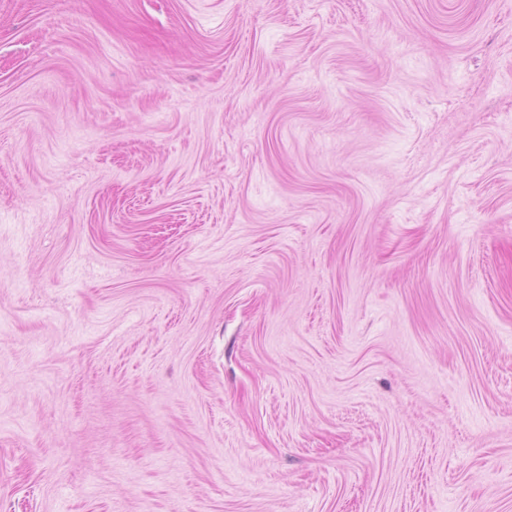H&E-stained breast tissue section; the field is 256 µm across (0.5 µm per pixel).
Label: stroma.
<instances>
[{
	"mask_svg": "<svg viewBox=\"0 0 512 512\" xmlns=\"http://www.w3.org/2000/svg\"><path fill=\"white\" fill-rule=\"evenodd\" d=\"M0 512H512V0H0Z\"/></svg>",
	"mask_w": 512,
	"mask_h": 512,
	"instance_id": "stroma-1",
	"label": "stroma"
}]
</instances>
